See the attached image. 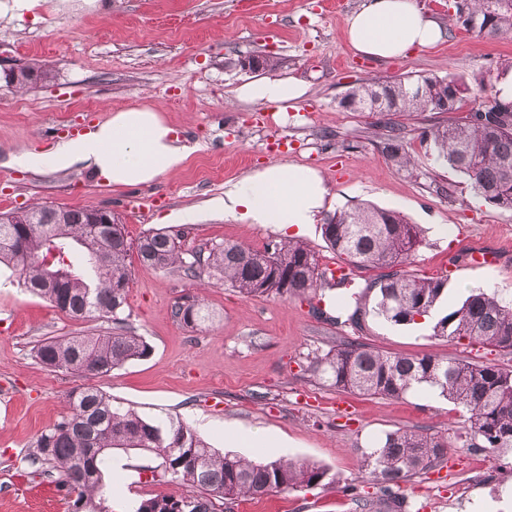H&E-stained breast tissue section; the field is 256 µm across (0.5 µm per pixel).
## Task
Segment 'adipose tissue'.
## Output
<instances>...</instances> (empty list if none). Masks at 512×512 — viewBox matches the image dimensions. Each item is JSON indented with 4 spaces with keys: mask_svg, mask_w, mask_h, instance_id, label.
<instances>
[{
    "mask_svg": "<svg viewBox=\"0 0 512 512\" xmlns=\"http://www.w3.org/2000/svg\"><path fill=\"white\" fill-rule=\"evenodd\" d=\"M346 36L357 53L388 59L435 45L439 31L414 0H365L359 11L348 16ZM304 93L296 79L261 78L242 86L239 97L285 112L297 109ZM190 152L157 109L133 106L114 111L86 134L49 151L22 153L15 163L33 171L84 165L105 184L125 188L179 170ZM327 192L323 179L311 168L270 164L226 184L223 197L213 205L226 218L285 231L315 223Z\"/></svg>",
    "mask_w": 512,
    "mask_h": 512,
    "instance_id": "ef3b65f1",
    "label": "adipose tissue"
}]
</instances>
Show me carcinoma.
<instances>
[{
    "label": "carcinoma",
    "mask_w": 512,
    "mask_h": 512,
    "mask_svg": "<svg viewBox=\"0 0 512 512\" xmlns=\"http://www.w3.org/2000/svg\"><path fill=\"white\" fill-rule=\"evenodd\" d=\"M456 22L479 37L512 38V0H455ZM512 61L468 83L464 76H409L366 81L350 88L339 106L380 116L375 142L392 166L409 175L417 166L403 143L402 129L390 115L458 112L473 99L464 121L439 124L425 132L438 158L467 177L470 189L488 205L512 210V98L495 91L496 105L480 110L481 100ZM44 206L0 213V264L12 269L26 290L39 295L74 319H110L116 331L106 336H63L43 340L39 362L53 371L99 376L151 353L142 336L123 329L120 313L131 281L127 257L137 251L141 264L160 270L177 268L188 277L217 279L247 297H302L320 293L336 315L329 320L358 330L367 317L411 325L436 316L432 335L466 340L512 354V305L484 291H473L447 305L448 278H425L407 270L423 242L424 231L401 213L369 204L340 209L321 224L328 248L349 270L372 268L377 276L360 286L351 276L340 279L320 266L307 245L275 238L259 251L237 243L211 245L187 253L179 237L150 231L133 244L122 224H88V208H61L60 224H43ZM56 249L47 269L42 259ZM374 293V305L362 300ZM173 316L194 328L210 319L204 300L186 296ZM307 371L338 391L399 399L411 390L429 388L467 415L470 446L512 456V369L434 355L390 354L356 340H345L309 357ZM66 413L36 439L27 462L59 473L58 486L72 498L71 512H112V486L104 475L112 450H144L157 465L144 467L160 481L191 482L197 496L168 495L145 499L134 512H233L241 497L311 488L323 484L328 469L303 460L256 463L211 448L190 426L172 419H147L132 408H119L92 386L71 390ZM446 448L415 428L385 436L380 446L362 454L360 478L375 482L389 497L393 512L405 501L392 488L441 464Z\"/></svg>",
    "instance_id": "obj_1"
}]
</instances>
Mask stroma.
<instances>
[{
  "instance_id": "35a3bbf8",
  "label": "stroma",
  "mask_w": 512,
  "mask_h": 512,
  "mask_svg": "<svg viewBox=\"0 0 512 512\" xmlns=\"http://www.w3.org/2000/svg\"><path fill=\"white\" fill-rule=\"evenodd\" d=\"M364 0H100L95 11L65 9L41 0L24 16H0V212L33 203L55 208L107 206L130 240L160 228L182 232L184 249L234 242L264 249L279 232L213 214L212 199L227 182L268 164L304 165L323 178L329 215L369 203L401 211L424 229L411 269L445 274L444 260L465 257L475 245L498 250L500 264L460 266L448 298L472 290L512 304V211L475 197L466 177L436 163L425 131L451 113L399 117L419 176L398 171L372 142L374 115L349 112L339 101L353 84L451 72L474 77L512 59V39L476 37L457 26L454 0H416L443 29L433 47L398 59L357 53L346 19ZM253 54L279 59L275 75L302 81L306 93L287 113L241 101L238 89L257 79L245 67ZM35 61L53 66L54 81L19 93L7 75ZM152 106L192 152L177 173L149 185L115 189L90 170L25 171L10 162L19 150H49L87 131L113 111ZM131 282L125 324L144 336L150 357L126 363L91 383L114 406L148 419L170 417L191 426L219 452L252 460L298 458L328 468L333 483L259 499L238 500L233 512H357L354 497L379 498L357 480L361 454L387 433L415 427L438 437L448 461L402 483L415 512H512V466L469 448L464 413L433 392L399 399L365 397L319 384L308 356L345 339L388 353L465 359L512 368V355L468 342L431 337L419 325L367 318L363 330L316 317L310 297H246L222 285L156 270L129 254ZM201 295L213 318L196 328L171 310L185 295ZM112 322L77 321L17 285L0 268V512H67L53 476L24 463L41 431L63 414L77 376L51 371L36 357L42 340L98 336ZM263 441H237L235 431ZM150 454L112 453L109 483L118 487L114 512L127 503L179 493L148 479Z\"/></svg>"
}]
</instances>
